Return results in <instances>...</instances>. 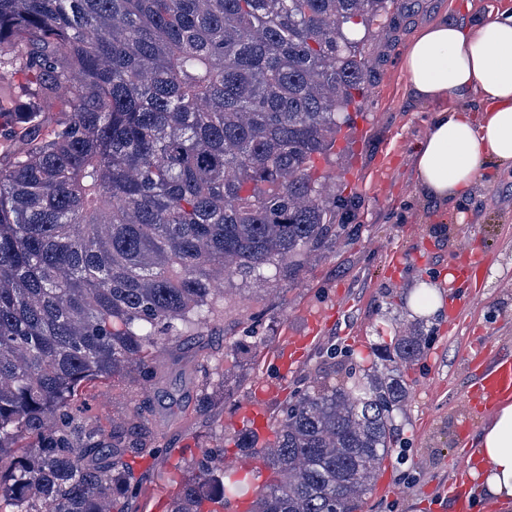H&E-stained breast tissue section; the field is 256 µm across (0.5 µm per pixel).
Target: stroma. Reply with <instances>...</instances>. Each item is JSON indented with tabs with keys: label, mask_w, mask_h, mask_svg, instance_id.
<instances>
[{
	"label": "stroma",
	"mask_w": 512,
	"mask_h": 512,
	"mask_svg": "<svg viewBox=\"0 0 512 512\" xmlns=\"http://www.w3.org/2000/svg\"><path fill=\"white\" fill-rule=\"evenodd\" d=\"M463 0H403L390 28L372 33L363 48L364 107L347 140L348 169H334L343 194L358 193L356 234L315 256L294 278L225 280L232 311L207 323L200 337L159 357L161 382L115 381L92 389L91 416L104 427L134 410L151 419L158 435L156 456L135 459L142 487L130 512H168L176 490L171 475L201 451L225 447L226 467L239 469L234 449L241 428L237 409L251 400L262 376L258 361L284 329L299 330L303 314L339 306V315L288 381L298 387L313 377L328 347L367 357L374 345L391 342L397 324L422 323L425 352L408 376L404 438L409 457L393 471L389 489L373 486L360 512H442L440 492L454 479L470 446H460L458 427L471 409L463 392L471 382L468 350L484 340L512 352V170L489 165L462 200L439 202L417 190L411 155L435 107L413 97L401 58L419 29L461 12ZM487 254L483 279L470 282L472 300L451 319L452 296L443 286L461 241ZM393 250H421L424 263L388 265ZM433 281V300L416 304L421 281ZM260 322L258 336L247 329Z\"/></svg>",
	"instance_id": "1"
}]
</instances>
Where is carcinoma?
<instances>
[{
	"mask_svg": "<svg viewBox=\"0 0 512 512\" xmlns=\"http://www.w3.org/2000/svg\"><path fill=\"white\" fill-rule=\"evenodd\" d=\"M398 0H0V512H128V457L158 451L143 413L84 423L81 390L148 380L197 336L213 284L295 277L358 201L318 162L361 110L360 42ZM21 72L25 116L9 78ZM415 332L365 361L338 348L290 395L275 438L237 449L270 477L250 512H358L406 458ZM224 448L187 467L171 512L242 493Z\"/></svg>",
	"mask_w": 512,
	"mask_h": 512,
	"instance_id": "obj_1",
	"label": "carcinoma"
}]
</instances>
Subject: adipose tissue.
Listing matches in <instances>:
<instances>
[{
  "label": "adipose tissue",
  "mask_w": 512,
  "mask_h": 512,
  "mask_svg": "<svg viewBox=\"0 0 512 512\" xmlns=\"http://www.w3.org/2000/svg\"><path fill=\"white\" fill-rule=\"evenodd\" d=\"M409 92L436 104L415 147L418 190L462 197L488 162L512 167V8L480 21L439 20L423 28L402 59ZM474 476L489 497L512 502V403L486 421Z\"/></svg>",
  "instance_id": "obj_1"
}]
</instances>
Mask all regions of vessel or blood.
Masks as SVG:
<instances>
[{"instance_id":"obj_1","label":"vessel or blood","mask_w":512,"mask_h":512,"mask_svg":"<svg viewBox=\"0 0 512 512\" xmlns=\"http://www.w3.org/2000/svg\"><path fill=\"white\" fill-rule=\"evenodd\" d=\"M486 269L485 256L482 252L465 247L461 257L451 271L453 280H470L479 278ZM336 309H328L309 316L307 328L304 331L286 332L280 339L271 355L278 370L274 380H263L257 385L253 400L250 404L238 409L235 419L247 422L250 427L259 432L269 430L266 414L268 400L284 390L289 377L305 360L310 347L318 340L323 329L334 322ZM488 344L477 345L470 361L477 370L473 382L466 393L470 403L476 405L485 413H493L498 405L512 400V355L499 353L489 355ZM474 482L471 470H463L451 481L447 488L451 512H473V504L468 490Z\"/></svg>"}]
</instances>
